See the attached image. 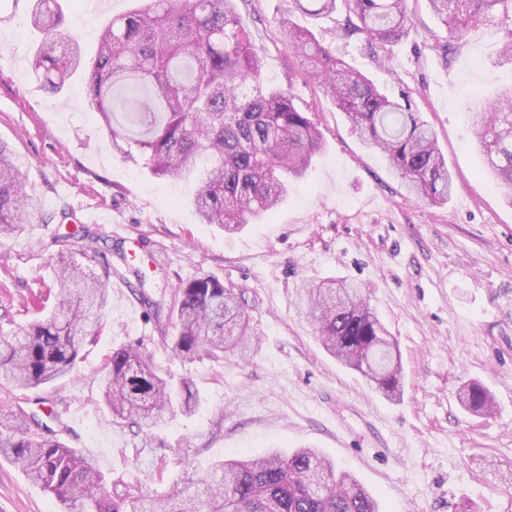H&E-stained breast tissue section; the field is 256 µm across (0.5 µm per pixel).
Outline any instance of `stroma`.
Masks as SVG:
<instances>
[{"mask_svg": "<svg viewBox=\"0 0 512 512\" xmlns=\"http://www.w3.org/2000/svg\"><path fill=\"white\" fill-rule=\"evenodd\" d=\"M138 0H106L99 14L68 0L65 27L95 52L102 26ZM29 0H0V140L29 175L39 206L24 233L0 241V334L24 327L50 282L54 235L75 213L106 242L117 273L98 341L72 374L15 391L0 410L24 408L57 438L94 460L107 484L160 493L192 470L238 452L319 450L380 499L382 512H512V202L479 160L468 114L512 88L499 64L504 37L474 29L450 56L431 51L446 30L428 0H407L410 31L377 64L363 36L342 39L336 15L311 17L291 0H247L241 14L262 58V78L312 107L325 148L273 213L238 234L200 223L196 178L155 177L114 145L85 97L81 76L60 94L29 72L37 36ZM306 27L389 97H408L434 129L455 190L445 205L407 194L401 178L367 149L343 112L307 82L284 27ZM136 257L123 262L121 254ZM105 261V262H106ZM145 283H138V275ZM209 274L243 292L254 346L247 360H182L167 349L154 306L170 309L177 285ZM357 282L398 343L402 390L389 400L339 365L298 309L304 283ZM138 346L163 373L188 381L199 399L160 427L116 423L96 377L112 350ZM478 383L490 412L464 410L458 394ZM60 504L0 457V512H60Z\"/></svg>", "mask_w": 512, "mask_h": 512, "instance_id": "35a3bbf8", "label": "stroma"}]
</instances>
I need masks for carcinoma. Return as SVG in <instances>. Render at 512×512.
<instances>
[{"label": "carcinoma", "instance_id": "obj_1", "mask_svg": "<svg viewBox=\"0 0 512 512\" xmlns=\"http://www.w3.org/2000/svg\"><path fill=\"white\" fill-rule=\"evenodd\" d=\"M343 2L348 17L342 35L361 33L383 50L409 32L406 0H293L312 15H330ZM32 26L41 33L31 67L38 83L58 94L73 74H86L88 104L100 115L112 142L128 140L159 177L198 174L193 205L202 224L227 233L270 214L288 197L291 182L306 176L325 142L310 107L291 92L261 82L262 59L238 0H146L144 7L103 26L94 56L65 29L62 0H30ZM448 37L434 51L449 53L478 26H498L505 41L498 61L512 65V0H429ZM288 46L305 74L347 116L363 143L382 152L409 193L434 205L448 202L452 171L438 140L409 103L386 96L336 50L310 30L288 27ZM124 124L114 125L116 113ZM484 165L512 201V89L471 115ZM205 162L195 172L196 161ZM35 195L8 146L0 143V239L22 233ZM80 234L84 257L96 261L100 237L84 226L58 234L53 266L55 303L50 313L8 338H0V386L33 389L69 375L80 350L103 330L106 280L70 260L64 249ZM307 318L326 351L361 374L377 392L399 390L401 362L383 323L361 288L329 278L304 289ZM179 302L167 314L161 335L173 354L246 358L249 321L242 294L203 274L177 286ZM99 388L115 422L155 427L198 404L189 384L161 375L139 348L109 355ZM472 412L491 409L482 386L461 398ZM0 453L62 506L63 512H379L376 498L313 448L262 458L244 454L214 463L205 480L189 472L168 490L145 495L136 488L105 490L94 461L54 437L37 415L23 409L0 412Z\"/></svg>", "mask_w": 512, "mask_h": 512}]
</instances>
